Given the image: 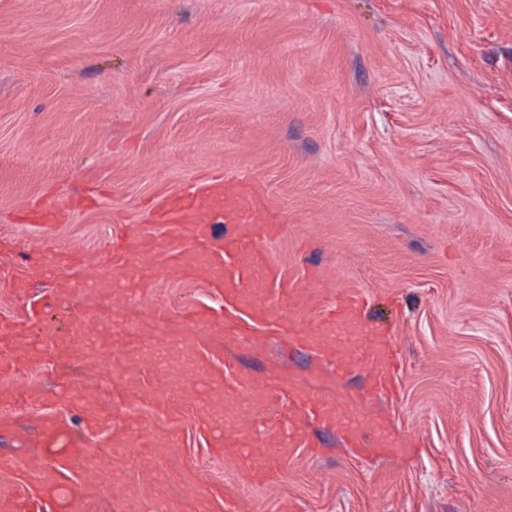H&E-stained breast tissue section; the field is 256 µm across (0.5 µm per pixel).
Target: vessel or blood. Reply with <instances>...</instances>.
I'll list each match as a JSON object with an SVG mask.
<instances>
[{"label":"vessel or blood","instance_id":"b4317fda","mask_svg":"<svg viewBox=\"0 0 512 512\" xmlns=\"http://www.w3.org/2000/svg\"><path fill=\"white\" fill-rule=\"evenodd\" d=\"M158 223L168 225L172 234L182 239L180 251H163L150 237L130 232L111 261L85 264L82 281L85 288L106 287L125 278L129 256L147 260L151 266L170 276H195L211 281L224 298L223 313L210 308L188 309L189 322L201 326L220 325L225 335H247L263 339L267 329H275L289 339L317 346L325 360L337 373L350 366L347 346L336 338L346 330L360 335L363 329L362 299L358 290H348L334 306H325L322 278L309 274L303 280H285L280 268L273 265L264 248L265 240L280 232L277 216L268 209L262 186L255 181L224 176L200 180L189 190L163 195L155 212ZM220 219L231 230L222 240L208 239L206 226ZM66 271H59L57 285L71 291L75 285ZM274 288V296H266V288ZM302 308L315 314L309 325L284 321L283 306ZM374 386L394 388L396 382L395 348L386 333L374 332L362 350ZM224 389L249 395V410L269 414L278 429L264 439L252 440L246 429L224 443V457L239 467L248 483L273 481L283 450L288 443L307 446L305 419L322 421L336 430L346 447L377 449L385 457H406V448L391 447L383 433L367 434L354 424L348 411L322 401L307 392L294 380L276 379L267 389L259 391L238 377L232 365L224 367Z\"/></svg>","mask_w":512,"mask_h":512}]
</instances>
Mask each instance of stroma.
Listing matches in <instances>:
<instances>
[{
	"mask_svg": "<svg viewBox=\"0 0 512 512\" xmlns=\"http://www.w3.org/2000/svg\"><path fill=\"white\" fill-rule=\"evenodd\" d=\"M261 183L291 279L360 291L399 355L394 399L364 361L335 373L310 347L194 327L200 278L147 295L76 294L134 339L160 305L188 357L168 375L71 356L79 329L35 268L108 261L163 191ZM322 400L366 395L418 454L292 448L269 485L224 464L198 424L192 371L224 362ZM126 445L122 478L95 451ZM0 512H512V0H0Z\"/></svg>",
	"mask_w": 512,
	"mask_h": 512,
	"instance_id": "obj_1",
	"label": "stroma"
}]
</instances>
